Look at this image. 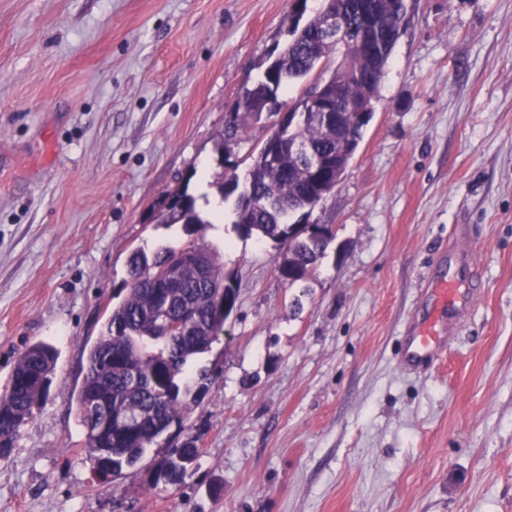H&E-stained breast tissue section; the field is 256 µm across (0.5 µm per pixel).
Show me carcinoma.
<instances>
[{
    "mask_svg": "<svg viewBox=\"0 0 512 512\" xmlns=\"http://www.w3.org/2000/svg\"><path fill=\"white\" fill-rule=\"evenodd\" d=\"M400 0H336V10L343 13L348 24L356 25L359 10L377 15L380 26L388 29L382 65L375 66L373 56L358 51H344L333 74L344 84V93L337 102L339 111L352 112L364 101V94L375 95L384 77L385 63L400 37L403 19ZM320 18L313 16L294 29L288 47L266 67L263 78L239 98L235 117L224 130L229 139L248 132L249 121L255 118L250 98L254 89L279 98L290 82L301 80L320 70V52L315 50ZM295 135L310 142L326 154L339 153L340 146L321 126L308 123ZM249 171L253 180L240 186L236 177L212 183L221 198L242 191L271 201L268 206L234 207L235 224L246 234L253 233L276 244L295 233L299 222H289L297 214L304 218L317 204L311 195V180L301 176L300 166L288 154V146L280 147V165L267 167L262 147L250 154ZM163 223L181 224L192 234H200L210 220L198 210L196 199L183 186L170 199ZM328 246L326 240H300L292 244L288 262L295 273L288 284L313 274ZM230 276L224 274L219 254L197 242L178 249L162 247L148 254L138 249L129 262V279L122 286L123 299L112 306L98 340L89 349L87 371L75 399L76 416L82 427L86 445L83 448L92 470H111L117 477L136 466L147 448L161 433L183 423L187 402L180 385L189 373L192 361L207 352L224 329L226 317L214 308L221 296L236 304V289L224 286ZM193 315L178 333H171L167 320L186 307ZM56 365L55 350L37 342L22 350L14 363L7 386L0 392V457L12 447L21 428L34 415L45 399ZM95 398L109 410H122L138 418V423L124 433L105 430L87 407ZM181 458L161 460L156 468L164 475H155V482L178 487L183 484L191 466L199 456L197 439L191 436L179 449Z\"/></svg>",
    "mask_w": 512,
    "mask_h": 512,
    "instance_id": "cac0c4a2",
    "label": "carcinoma"
}]
</instances>
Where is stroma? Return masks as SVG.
<instances>
[{
  "label": "stroma",
  "instance_id": "35a3bbf8",
  "mask_svg": "<svg viewBox=\"0 0 512 512\" xmlns=\"http://www.w3.org/2000/svg\"><path fill=\"white\" fill-rule=\"evenodd\" d=\"M291 0H0V386L57 352L48 399L0 459V512H512V0H406L340 184L309 216L316 273L233 201L206 227L237 285L208 390L140 463L99 482L70 401L130 253L176 248L171 195L245 176L272 130L215 144L291 38ZM470 289L443 358L402 363L425 284ZM179 487L156 464L187 436ZM332 240H300L297 243H288L292 245L293 251L289 255L288 262L295 268V273L288 274V284L304 279L313 274L324 255L325 249ZM197 439L194 436L188 437L181 448H175L172 450L169 456H172L176 452L181 453L180 461L175 460H160L155 468V484L160 481L165 483V487L173 486L179 487L183 484L189 470L192 468V464L186 465L184 462L189 463L195 461L199 456V448H197ZM164 470V477L161 478L159 475V469Z\"/></svg>",
  "mask_w": 512,
  "mask_h": 512
}]
</instances>
